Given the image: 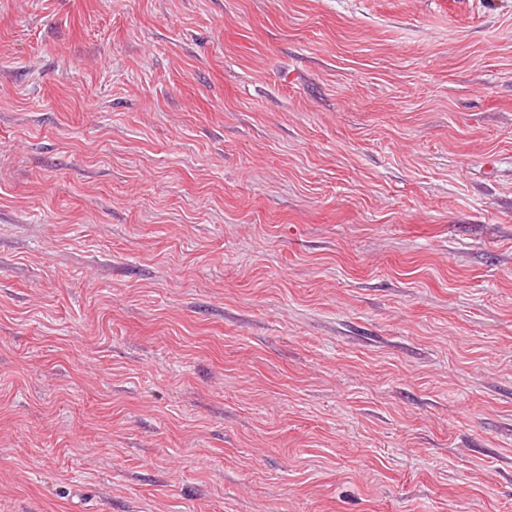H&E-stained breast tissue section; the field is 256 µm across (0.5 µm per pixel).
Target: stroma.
Wrapping results in <instances>:
<instances>
[{
  "label": "stroma",
  "mask_w": 512,
  "mask_h": 512,
  "mask_svg": "<svg viewBox=\"0 0 512 512\" xmlns=\"http://www.w3.org/2000/svg\"><path fill=\"white\" fill-rule=\"evenodd\" d=\"M0 512H512V0H0Z\"/></svg>",
  "instance_id": "1"
}]
</instances>
